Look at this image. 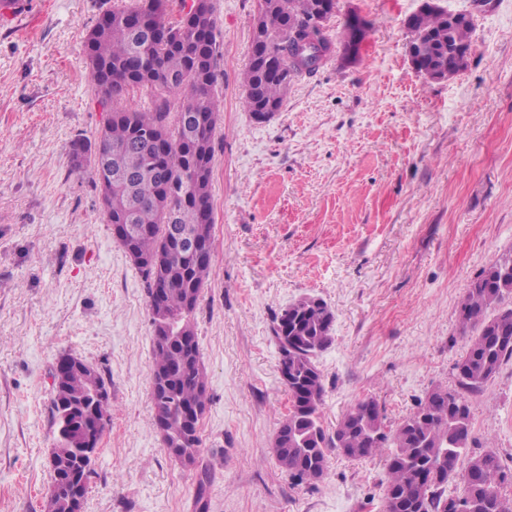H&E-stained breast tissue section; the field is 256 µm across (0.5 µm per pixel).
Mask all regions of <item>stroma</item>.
Wrapping results in <instances>:
<instances>
[{"label":"stroma","mask_w":512,"mask_h":512,"mask_svg":"<svg viewBox=\"0 0 512 512\" xmlns=\"http://www.w3.org/2000/svg\"><path fill=\"white\" fill-rule=\"evenodd\" d=\"M0 6V512H44L56 439L52 370L66 353L97 366L112 417L85 512H381L385 459L330 452L324 477L294 485L271 443L289 405L273 337L304 297L333 311L317 358L323 425L374 398L396 427L436 387L456 388L459 303L512 253V0L477 7L463 71L432 80L407 54L421 0H338L371 25L356 61L297 78L267 121L244 108L242 74L260 0H214V255L195 314L210 402L194 469L153 430V336L143 279L106 224L74 140L102 114L83 53L121 0ZM475 451L512 467V360L468 394Z\"/></svg>","instance_id":"stroma-1"}]
</instances>
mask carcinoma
<instances>
[{
	"instance_id": "carcinoma-1",
	"label": "carcinoma",
	"mask_w": 512,
	"mask_h": 512,
	"mask_svg": "<svg viewBox=\"0 0 512 512\" xmlns=\"http://www.w3.org/2000/svg\"><path fill=\"white\" fill-rule=\"evenodd\" d=\"M179 0H136L102 12L84 42L88 78L105 122L96 138L77 139L71 160L88 168L107 223L124 224L119 244L144 276L154 342L153 429L164 424V444L178 461L199 459L200 426L207 410L206 371L195 330V311L212 270L213 139L219 107L214 97L219 45L213 0L194 10ZM319 0H262L252 24L244 72L243 106L257 121L280 111L293 80L314 74L333 52L328 27L314 25ZM474 16L427 12L409 23L415 70L457 75L472 47ZM147 90L146 109L117 103ZM512 254L487 267L460 302L466 350L454 364L458 387L481 389L512 359ZM334 313L304 297L283 309L274 328L284 356L283 385L291 407L272 441L278 466L298 484L319 481L328 451L351 459L385 455L384 512H512V469L492 449L470 451L471 409L456 390L436 387L394 430L378 402L365 398L336 422L321 423L326 390L318 355L332 345ZM106 384L98 369H69L53 384L51 412L59 440L81 447L87 427L105 429L112 403L96 405L89 392ZM82 472L76 452L51 471L66 490ZM460 481L457 495L446 494Z\"/></svg>"
}]
</instances>
